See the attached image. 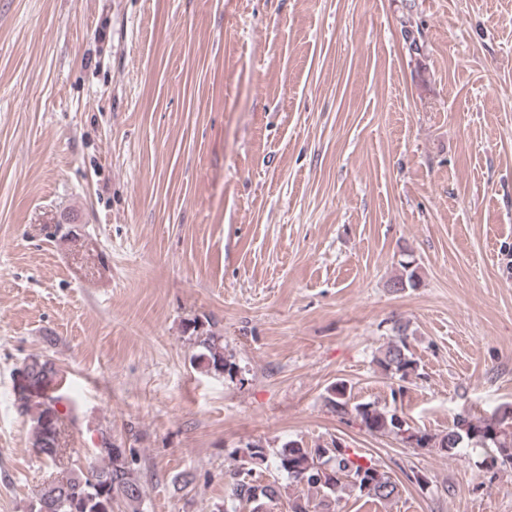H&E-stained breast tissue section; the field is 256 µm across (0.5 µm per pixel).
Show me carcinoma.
I'll use <instances>...</instances> for the list:
<instances>
[{
    "label": "carcinoma",
    "instance_id": "1",
    "mask_svg": "<svg viewBox=\"0 0 512 512\" xmlns=\"http://www.w3.org/2000/svg\"><path fill=\"white\" fill-rule=\"evenodd\" d=\"M400 272L389 283L395 292L419 285L418 266L409 258L399 261ZM187 330L198 348L192 359L198 368L231 380L239 371L233 353L224 348L223 336L207 321L194 317ZM408 325L392 322L391 339L377 365L387 374L407 382L420 376L418 362L409 349ZM22 374L29 386L13 387L21 396L20 413L31 419V447L46 466L59 470L47 482L29 512H114V505L124 503L139 512L145 489L137 475L134 459L126 449L112 445L102 435L98 455L100 465L87 470H68L61 460L60 447L63 416L57 405L63 401L61 371L53 359L42 354L30 355L13 370ZM325 403L338 416L350 415L368 432L392 435L412 448H436L455 455L462 448L477 445L487 450L486 471L495 475L512 465V404H503L489 417L459 416L443 434L414 430L395 410H385L374 402L351 401L346 384L338 382L326 389ZM274 460L275 470L286 476L288 486L299 492L288 498V512H336V504L345 494L391 501L400 493V481L371 458L333 440L325 446L308 448L303 442L290 440L279 448L253 442L242 450L239 464L230 473L231 495L242 509L267 512L268 504L282 498L279 478L264 479V465Z\"/></svg>",
    "mask_w": 512,
    "mask_h": 512
}]
</instances>
